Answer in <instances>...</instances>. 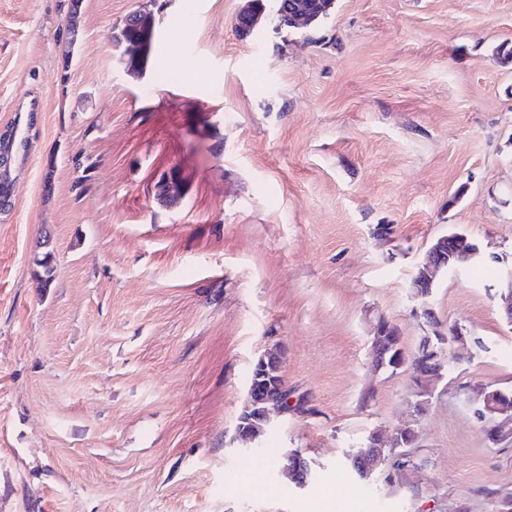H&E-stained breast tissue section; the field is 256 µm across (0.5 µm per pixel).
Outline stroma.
<instances>
[{
    "instance_id": "obj_1",
    "label": "stroma",
    "mask_w": 512,
    "mask_h": 512,
    "mask_svg": "<svg viewBox=\"0 0 512 512\" xmlns=\"http://www.w3.org/2000/svg\"><path fill=\"white\" fill-rule=\"evenodd\" d=\"M69 3L0 0V133L22 127L30 157L10 152L0 210V512H495L512 434L476 410L512 391V0H336L304 29L270 5L247 38L245 0H81L74 43ZM144 8L134 73L113 34ZM453 230L486 269L414 298ZM382 320L410 355L463 335L423 413L409 368L372 369ZM268 351L289 409L248 449L236 419ZM407 425L413 465L370 488L347 451ZM449 242L450 244H447ZM447 246L448 267L438 270L443 260L446 258ZM458 253L466 254L468 260H472L478 256V252L471 251L467 245V240L460 236H442L433 241L432 246L425 251L422 260L419 262L414 275L415 281L410 285V288H412L413 294L416 298H422L420 284L422 281L432 279V273L435 270H438L437 274L442 271H447L446 269H448V271H457V269L454 268L450 263L454 262V258ZM421 272L422 276H419ZM436 275L433 277L434 279Z\"/></svg>"
}]
</instances>
